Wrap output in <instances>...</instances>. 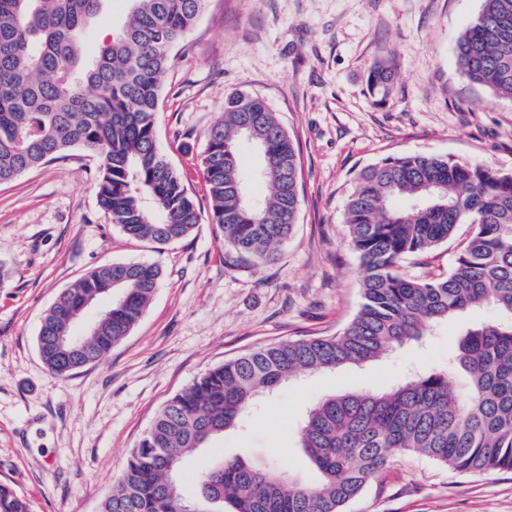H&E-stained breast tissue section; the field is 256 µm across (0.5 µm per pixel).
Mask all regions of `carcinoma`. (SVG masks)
Here are the masks:
<instances>
[{
	"label": "carcinoma",
	"instance_id": "obj_1",
	"mask_svg": "<svg viewBox=\"0 0 512 512\" xmlns=\"http://www.w3.org/2000/svg\"><path fill=\"white\" fill-rule=\"evenodd\" d=\"M102 2L0 0V184L80 150L100 162L98 203L111 223L132 239L170 244L191 234L202 212L157 145L155 112L171 52L208 0H128L121 35L91 67L84 36L107 23ZM455 56L465 80L512 99V0H482ZM392 75L390 61L374 63L370 94L386 96ZM248 132L254 176L268 189L254 200L237 149ZM201 166L224 246L275 260L297 223L301 174L276 113L259 97H226ZM399 198L407 204L396 205ZM344 223L363 269L354 319L334 336L263 346L197 377L157 412L100 512H343L399 454L459 473L512 471V172L447 155H389L354 175ZM460 224L471 232L448 275L403 272L406 258L436 249ZM160 275L153 264L112 263L63 291L37 336L50 373L64 377L129 336ZM486 303L503 319L466 329L448 358L469 376L464 391L433 370L390 391L330 396L308 411L299 447L318 482L237 456L199 472L194 499L181 492L184 468L257 398L298 373L368 364ZM0 512H27L2 483Z\"/></svg>",
	"mask_w": 512,
	"mask_h": 512
}]
</instances>
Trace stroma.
Listing matches in <instances>:
<instances>
[{
  "instance_id": "35a3bbf8",
  "label": "stroma",
  "mask_w": 512,
  "mask_h": 512,
  "mask_svg": "<svg viewBox=\"0 0 512 512\" xmlns=\"http://www.w3.org/2000/svg\"><path fill=\"white\" fill-rule=\"evenodd\" d=\"M482 0H209L160 91L159 149L208 208L201 156L224 99H264L298 144L301 205L293 235L271 263H247L202 223L164 246L120 232L97 203L98 162L73 150L0 184V483L29 512H99L128 453L163 404L209 368L254 348L331 336L358 312L362 269L343 222L355 172L398 153L448 155L512 171V100L470 84L455 41ZM395 67L386 100L367 89L371 65ZM469 225L407 274L446 275ZM148 262L160 286L137 325L101 361L52 377L37 350L40 322L90 270ZM488 304L434 335L361 367L303 373L251 406L181 476L234 456L318 473L297 446L307 411L331 395L385 392L412 373L448 372L462 330L500 321ZM345 512H512V471L457 473L416 455L394 460Z\"/></svg>"
}]
</instances>
